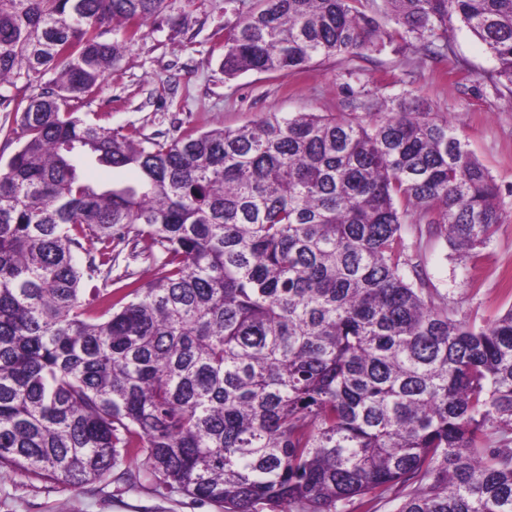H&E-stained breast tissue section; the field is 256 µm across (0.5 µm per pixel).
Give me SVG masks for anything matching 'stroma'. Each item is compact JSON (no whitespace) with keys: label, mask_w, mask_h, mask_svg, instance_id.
<instances>
[{"label":"stroma","mask_w":512,"mask_h":512,"mask_svg":"<svg viewBox=\"0 0 512 512\" xmlns=\"http://www.w3.org/2000/svg\"><path fill=\"white\" fill-rule=\"evenodd\" d=\"M224 0H167L142 36L106 74L85 110L110 113L112 127L136 126L144 135L178 136L184 129L235 128L268 112L336 114L369 95L420 99L448 119L489 171L504 201L502 221L477 257L460 260L444 238L423 237L419 258L430 287L457 318L481 325L512 307V92L495 89L486 74L496 61L462 24L449 31L446 57L424 55L401 40L382 52L329 58L289 75L225 76L224 49L213 32L228 21ZM126 468L138 487L121 483L73 485L0 471V512H222L156 486L142 458Z\"/></svg>","instance_id":"stroma-1"}]
</instances>
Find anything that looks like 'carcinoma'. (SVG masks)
Here are the masks:
<instances>
[{"instance_id":"cac0c4a2","label":"carcinoma","mask_w":512,"mask_h":512,"mask_svg":"<svg viewBox=\"0 0 512 512\" xmlns=\"http://www.w3.org/2000/svg\"><path fill=\"white\" fill-rule=\"evenodd\" d=\"M165 2L0 0L20 143L0 165V470L110 482L141 457L224 512H512V306L456 318L407 244L411 224L461 258L485 247L487 169L405 100L173 138L89 120L79 105ZM235 2L215 31L229 77L395 37L442 58L456 18L512 92V0H381L382 38L358 9L376 0ZM89 161L140 178L100 186ZM121 242L152 280L112 287Z\"/></svg>"}]
</instances>
